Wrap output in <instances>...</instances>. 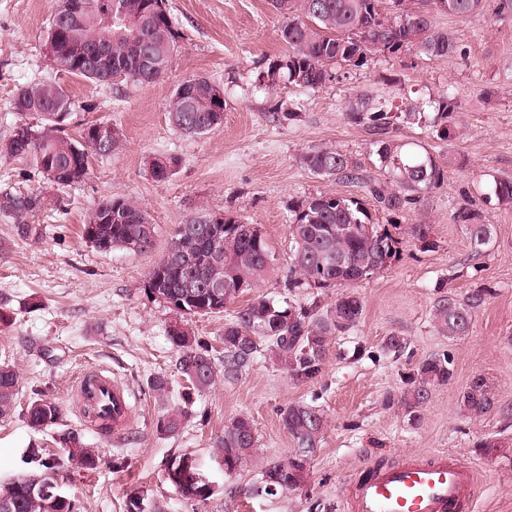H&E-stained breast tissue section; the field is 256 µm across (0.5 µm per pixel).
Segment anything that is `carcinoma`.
I'll return each mask as SVG.
<instances>
[{"label": "carcinoma", "instance_id": "obj_1", "mask_svg": "<svg viewBox=\"0 0 512 512\" xmlns=\"http://www.w3.org/2000/svg\"><path fill=\"white\" fill-rule=\"evenodd\" d=\"M95 2L112 6V23L104 22L97 13L60 29L49 23L44 44L53 45L54 51L65 57L63 72L94 84L150 85L160 80L170 67L178 38L167 0ZM482 2L418 0V6L412 7L406 0H392L396 15L386 17L380 11L381 0H270L273 10L283 19L280 36L288 52L269 63L263 78L270 88L281 81L315 88L325 80L329 66H357L371 54L398 55L414 49L429 58L446 57L456 53L458 46L448 33L436 29L431 10L467 18L482 8ZM98 43L107 44L108 52L99 66L92 67L81 58V51ZM77 107L79 104L58 85L35 82L20 87L10 109L25 129L20 133L13 128L9 138L0 142V159L25 160L42 175L48 169L71 167L74 149L84 145L71 139L61 124L68 121ZM455 107V97L448 93L400 112L394 111V104L388 100L368 94L360 95L347 106L349 119L366 125L374 135L376 154L390 174L389 180L370 187L372 196L389 214H398L405 205L440 187L444 181V165L429 153L396 139L394 130L401 122H420L427 108L446 117ZM218 108L223 105L214 101L212 82L199 77L174 89L167 112L176 130L196 136L212 132L210 128L203 129L202 124ZM33 114L40 116V125L26 122V116ZM120 146L121 136L114 129L104 146L90 150L88 157L82 156V172L74 174V182L80 183L87 177L92 157H109ZM298 162L319 176L359 178L357 163L336 148L310 147L299 155ZM177 164L178 158L174 156L156 157L150 162L151 175L162 182ZM492 192L498 204L512 205V180H494ZM50 205L51 199L39 193L0 196V208L20 218ZM108 213L112 214V223H100ZM453 220L465 227L474 245L488 243L489 225L471 203L460 205ZM242 224L241 218L224 215L220 259L196 265L192 285L180 276V256L174 254L164 264L163 278L148 292L166 304L185 308L189 316L224 311L239 295L257 287L273 260L261 229L244 236L238 232ZM394 229H401V225L392 222L386 227L372 223L364 204L357 199L319 194L296 203L288 225L293 243L288 287L339 288L341 292L323 312L313 307L279 304L261 296L237 309L224 324V360L220 370L206 347L190 336L187 328L171 327L169 339L180 353L179 369L188 388L205 391L220 376L227 384L236 382L261 353L260 345L264 342L268 343L267 354L294 381L307 383L317 378L331 340L352 329L363 314L362 301L349 288L371 276L368 268L399 256L402 237L393 235ZM404 233L421 242L425 251L436 248V241L430 239L422 224L408 227ZM91 234L100 252L147 253L154 248L150 237L156 231L150 216L130 200L107 197L95 202L85 216L83 236ZM493 294L492 289L483 287L466 304L452 297L439 300L433 312L435 326L448 336L463 335L475 307ZM452 377V360L447 355L429 357L408 377L407 388L398 403L414 416L426 404L431 389L447 384ZM18 386L15 369L0 365V419L13 413ZM496 407V396L482 377L473 378L460 394L459 409L471 419H479ZM280 417L294 442V452L267 463L261 476L272 477L276 489L288 491L304 483L303 459H311L319 447L325 417L320 407L306 401L289 405ZM59 419L60 409L50 398L35 399L28 407L27 422L34 430L49 429ZM183 419L182 412L173 410L159 421V429L171 434L180 428ZM65 443L68 455L62 458H44L40 449L31 450V460L40 463L44 471L0 487V503L8 505L7 512H77L71 499L55 498L43 489L57 482V476L70 464L87 471L96 469L99 457L83 446L77 433L69 432ZM218 448L226 475L236 473L251 460L257 448V435L250 418L242 415L226 424ZM167 481L185 500L205 504L214 495L213 487L203 482H180L170 474Z\"/></svg>", "mask_w": 512, "mask_h": 512}]
</instances>
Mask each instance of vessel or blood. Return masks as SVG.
Returning a JSON list of instances; mask_svg holds the SVG:
<instances>
[{"mask_svg":"<svg viewBox=\"0 0 512 512\" xmlns=\"http://www.w3.org/2000/svg\"><path fill=\"white\" fill-rule=\"evenodd\" d=\"M78 397L104 405L113 436L131 424L130 394L111 377L95 374L83 379ZM475 473L458 459L438 456L370 467L351 491L353 512H471Z\"/></svg>","mask_w":512,"mask_h":512,"instance_id":"b4317fda","label":"vessel or blood"}]
</instances>
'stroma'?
I'll use <instances>...</instances> for the list:
<instances>
[{
	"label": "stroma",
	"instance_id": "1",
	"mask_svg": "<svg viewBox=\"0 0 512 512\" xmlns=\"http://www.w3.org/2000/svg\"><path fill=\"white\" fill-rule=\"evenodd\" d=\"M52 3L0 0V141L17 120L10 110L17 89L45 82L94 105L72 113V138L88 124L108 123L120 131L123 146L92 158L88 177L68 186L47 183L27 162H0V194L40 192L56 203L27 216L40 229L36 237L18 235V217L0 209V363L13 366L20 381L14 412L0 421V486L37 471L27 448L65 456L57 437L76 430L100 457L95 470L72 466L60 477L62 493L80 512H125L136 495L145 512H349L348 490L368 466L442 452L474 468L473 512H512V208L499 206L490 192L494 179L512 178V11L487 0L482 12L465 19L436 13L437 28L460 48L444 58L412 50L371 55L358 67H331L313 89L284 82L268 89L259 74L287 51L279 36L282 20L269 0H167L177 51L167 74L148 86L93 84L59 71L43 50ZM191 77L224 89V122L208 134L183 135L168 119L173 89ZM486 89L492 99L483 97ZM445 92L458 102L448 117L452 138L436 137L431 110L421 123L395 132L447 162L443 184L394 218L406 228L427 225L436 248L421 250L404 237L398 259L355 285L363 314L331 341L317 381L294 382L262 353L233 385L219 380L203 392L188 389L169 340L172 325H188L218 365L224 324L237 306L259 296L296 307L315 302L324 309L334 302L335 289L287 286L288 225L297 201L339 195L362 201L375 223L392 219L368 191L388 175L368 128L347 118L348 101L370 93L402 107ZM314 145L352 156L360 180L320 177L301 166L298 155ZM156 156L179 160L166 181H156L148 169ZM103 197L131 200L150 216L152 252L104 253L83 238L84 216ZM466 201L489 226L484 246H475L453 221ZM205 208L259 225L275 261L257 288L223 313L189 317L150 295L147 275L175 225ZM486 285L495 293L476 308L464 335L435 328L432 313L440 299L463 302ZM391 335L407 339L404 351H383ZM443 353L453 360L451 381L433 388L418 417H410L395 397L420 361ZM96 369L109 371L131 394L134 423L117 439L84 420L74 395L77 378ZM476 376L492 385L501 408L471 421L458 399ZM159 377L167 383L162 400L153 389ZM42 396L57 403L61 419L38 432L29 428L26 412ZM301 400L315 401L326 417L307 479L295 490L260 492L262 468L294 449L280 413ZM173 408L186 419L176 433L159 432L158 420ZM240 415L252 420L258 446L252 461L228 476L216 442ZM485 438L499 443L486 456L475 450ZM183 456L195 458L215 485L207 503L182 499L167 481L169 466Z\"/></svg>",
	"mask_w": 512,
	"mask_h": 512
}]
</instances>
